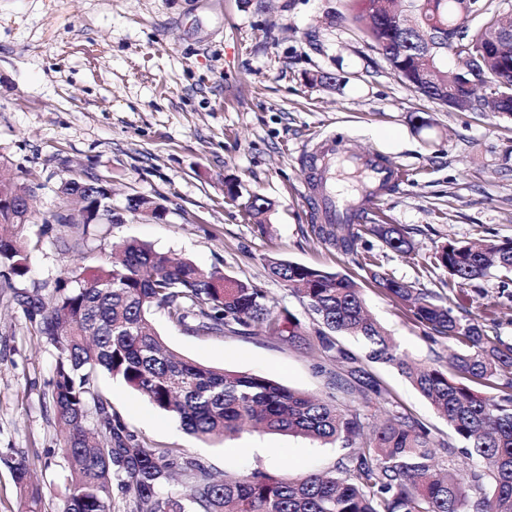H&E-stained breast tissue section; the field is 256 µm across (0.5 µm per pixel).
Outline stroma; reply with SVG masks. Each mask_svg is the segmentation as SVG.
I'll return each mask as SVG.
<instances>
[{
    "instance_id": "35a3bbf8",
    "label": "stroma",
    "mask_w": 512,
    "mask_h": 512,
    "mask_svg": "<svg viewBox=\"0 0 512 512\" xmlns=\"http://www.w3.org/2000/svg\"><path fill=\"white\" fill-rule=\"evenodd\" d=\"M344 0H0V175L24 183L36 214L55 211L59 188L99 175L124 209L140 195L162 204L163 219L125 214L102 224L79 251L57 229L20 227L30 242L27 278L0 277V512H26L14 479L25 466L41 499L38 512H62L69 473L64 435L49 402L57 351L37 336L14 294L75 267L108 260L128 240L218 268L262 288L314 338L305 307L277 279L274 256L355 278L371 316L413 360L447 364L449 341L425 337L406 307L382 292L355 261L373 257L385 277L447 304L454 290L434 262L448 239L512 238V120L458 112L423 97L339 18ZM427 127H419V120ZM344 152L378 155L402 179L363 216L393 224L413 250H391L363 233L345 255L310 231L317 192L310 157L327 137ZM272 204L264 223L243 200ZM485 335L512 342V279L499 272L464 285ZM151 321L182 358L266 375L283 386L334 395L342 364L269 337L201 336L154 309ZM364 368L386 391L388 408L423 422L453 443L445 420L391 365ZM95 383L130 431L182 448L232 476L261 470L278 477L331 471L342 449L302 436L246 430L204 442L185 433L142 396L106 373Z\"/></svg>"
}]
</instances>
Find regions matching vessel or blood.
<instances>
[{
  "instance_id": "vessel-or-blood-1",
  "label": "vessel or blood",
  "mask_w": 512,
  "mask_h": 512,
  "mask_svg": "<svg viewBox=\"0 0 512 512\" xmlns=\"http://www.w3.org/2000/svg\"><path fill=\"white\" fill-rule=\"evenodd\" d=\"M321 182L327 188L319 197L317 218L320 223L333 224L339 221L357 222L359 216L371 204L375 203L381 191L397 182L395 168L376 155L341 154L335 140L323 141L313 156ZM350 166L361 177L357 193L342 195L331 189L338 171L342 166Z\"/></svg>"
}]
</instances>
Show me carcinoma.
I'll return each instance as SVG.
<instances>
[{
    "label": "carcinoma",
    "instance_id": "carcinoma-1",
    "mask_svg": "<svg viewBox=\"0 0 512 512\" xmlns=\"http://www.w3.org/2000/svg\"><path fill=\"white\" fill-rule=\"evenodd\" d=\"M342 19L355 25L420 95L458 112L490 108L512 119V43H495L508 24L492 0H347ZM456 64L448 67V56ZM18 208L0 209V268L7 279L28 274L29 245L18 228L30 223ZM388 247L412 244L392 224L371 227ZM343 254L357 253L356 224L318 227ZM458 286L491 268L512 273V239L481 247L450 239L436 254ZM270 274L316 315L319 359L347 365L336 390L377 406L385 390L339 344L363 340L368 358L395 366L448 423L460 446H437L429 428L400 412L379 427L327 401L288 389L258 373L213 369L174 355L152 327L154 308L203 335L246 336L255 325L288 343L306 342L300 324L277 309L252 283L221 269L205 274L151 246L130 240L119 257L55 280L53 303L39 289L18 292L17 304L58 360L51 404L66 431L70 463L62 512H112V488L128 498L127 512H512V345L483 334L464 306L439 305L410 285L365 263L382 290L409 303L408 312L430 339H451L455 374L493 389L481 393L433 364L417 366L397 351L365 311L361 286L340 272L270 257ZM121 380L150 405L205 441L255 429L336 443L349 452L335 473L284 475L254 471L239 479L212 471L181 448H159L137 438L95 385L98 371ZM96 415V437L86 430Z\"/></svg>",
    "mask_w": 512,
    "mask_h": 512
}]
</instances>
